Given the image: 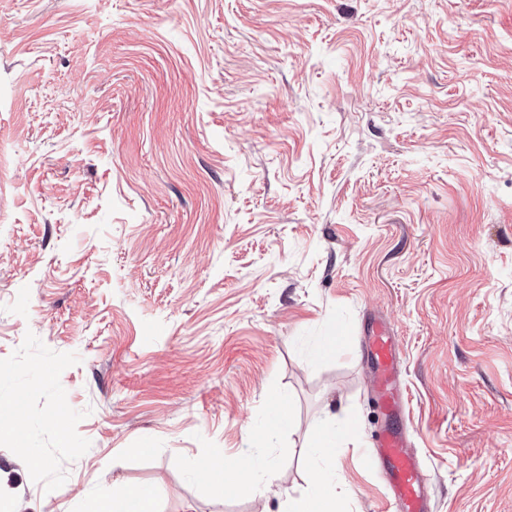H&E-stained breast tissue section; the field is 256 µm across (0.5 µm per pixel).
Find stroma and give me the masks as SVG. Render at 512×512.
<instances>
[{
  "mask_svg": "<svg viewBox=\"0 0 512 512\" xmlns=\"http://www.w3.org/2000/svg\"><path fill=\"white\" fill-rule=\"evenodd\" d=\"M0 493L279 512L325 466L387 512L368 324L390 327L431 512H512V0H0ZM336 331L335 355L310 348ZM264 496L238 458L269 393ZM151 452H141L142 441ZM293 425L294 414L288 402L278 393H271L263 426L257 430H250L253 447H265L257 445L266 444L269 439L290 430ZM341 414L344 412L335 411L334 405H326L322 421L300 450L302 463L313 476L310 491L305 496L288 498L281 512H342L336 481L321 467L336 448L356 434L354 427L342 420ZM208 480L224 492L230 488L250 494H263L277 478L273 460L258 466L253 456H243L229 466L212 463L207 471ZM154 495L146 487L116 486L112 497L93 498L87 512H155Z\"/></svg>",
  "mask_w": 512,
  "mask_h": 512,
  "instance_id": "1",
  "label": "stroma"
}]
</instances>
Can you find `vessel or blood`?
Instances as JSON below:
<instances>
[{
    "mask_svg": "<svg viewBox=\"0 0 512 512\" xmlns=\"http://www.w3.org/2000/svg\"><path fill=\"white\" fill-rule=\"evenodd\" d=\"M376 368L374 386L387 418L376 436V461L389 479L390 512H428L423 491V471L417 453L408 447L401 427L405 417L403 397L397 382L396 347L384 326H376L369 338Z\"/></svg>",
    "mask_w": 512,
    "mask_h": 512,
    "instance_id": "obj_1",
    "label": "vessel or blood"
}]
</instances>
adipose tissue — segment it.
I'll list each match as a JSON object with an SVG mask.
<instances>
[{"mask_svg": "<svg viewBox=\"0 0 512 512\" xmlns=\"http://www.w3.org/2000/svg\"><path fill=\"white\" fill-rule=\"evenodd\" d=\"M293 425L294 414L290 405L279 394H270L263 426L250 432L252 442L266 444ZM354 434V427L342 420L340 412L334 406H326L322 421L300 450L302 463L313 476L310 490L304 496L288 499L283 505V512H341L336 482L324 473L321 464ZM207 477L223 490L232 488L261 494L276 480L277 467L272 461L257 465L254 457L248 455L228 466L212 463ZM88 512H155L154 495L146 487L118 486L111 496L92 499Z\"/></svg>", "mask_w": 512, "mask_h": 512, "instance_id": "adipose-tissue-1", "label": "adipose tissue"}]
</instances>
